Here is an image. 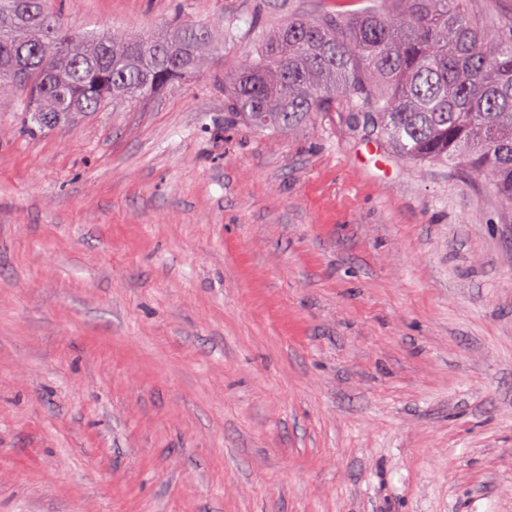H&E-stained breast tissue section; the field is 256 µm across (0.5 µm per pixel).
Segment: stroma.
<instances>
[{
	"instance_id": "1",
	"label": "stroma",
	"mask_w": 512,
	"mask_h": 512,
	"mask_svg": "<svg viewBox=\"0 0 512 512\" xmlns=\"http://www.w3.org/2000/svg\"><path fill=\"white\" fill-rule=\"evenodd\" d=\"M332 0H49L235 38L157 95L0 111V512H512V207L224 74Z\"/></svg>"
}]
</instances>
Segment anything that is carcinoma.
I'll use <instances>...</instances> for the list:
<instances>
[{"instance_id":"1","label":"carcinoma","mask_w":512,"mask_h":512,"mask_svg":"<svg viewBox=\"0 0 512 512\" xmlns=\"http://www.w3.org/2000/svg\"><path fill=\"white\" fill-rule=\"evenodd\" d=\"M468 2L365 0L287 17L224 72V100L246 126L279 134L338 110L403 158L465 168L512 205V15L479 17ZM218 49L197 20L132 39L69 29L47 0H0V107L29 75L40 83L29 114L49 128L148 96Z\"/></svg>"}]
</instances>
